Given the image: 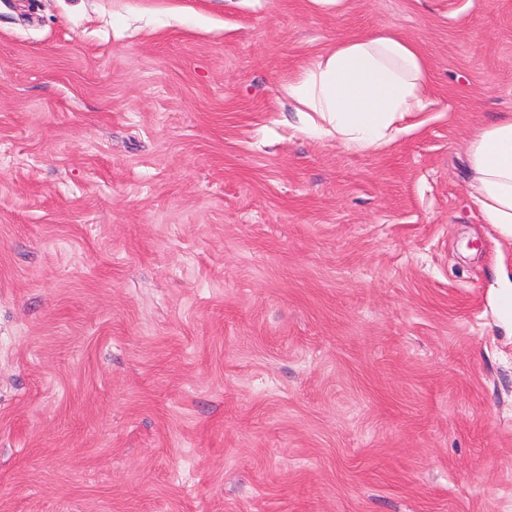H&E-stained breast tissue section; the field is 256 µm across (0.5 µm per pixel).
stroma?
Segmentation results:
<instances>
[{
	"instance_id": "obj_1",
	"label": "stroma",
	"mask_w": 512,
	"mask_h": 512,
	"mask_svg": "<svg viewBox=\"0 0 512 512\" xmlns=\"http://www.w3.org/2000/svg\"><path fill=\"white\" fill-rule=\"evenodd\" d=\"M385 30L420 126L288 129ZM506 112L512 0H0V512H512ZM472 197L487 224L512 239V114L482 126L468 144Z\"/></svg>"
}]
</instances>
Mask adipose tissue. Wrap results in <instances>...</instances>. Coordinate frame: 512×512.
Masks as SVG:
<instances>
[{"label": "adipose tissue", "mask_w": 512, "mask_h": 512, "mask_svg": "<svg viewBox=\"0 0 512 512\" xmlns=\"http://www.w3.org/2000/svg\"><path fill=\"white\" fill-rule=\"evenodd\" d=\"M284 92L299 133L377 150L426 110L428 66L412 42L383 31L337 41ZM468 157V185L484 222L512 238V114L482 126L468 144Z\"/></svg>", "instance_id": "ef3b65f1"}]
</instances>
